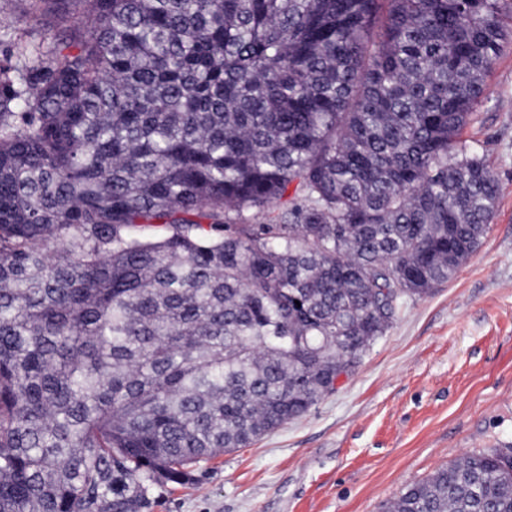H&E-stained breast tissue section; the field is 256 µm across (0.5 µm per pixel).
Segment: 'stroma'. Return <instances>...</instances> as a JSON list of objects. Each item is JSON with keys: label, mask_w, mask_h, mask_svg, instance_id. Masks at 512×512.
<instances>
[{"label": "stroma", "mask_w": 512, "mask_h": 512, "mask_svg": "<svg viewBox=\"0 0 512 512\" xmlns=\"http://www.w3.org/2000/svg\"><path fill=\"white\" fill-rule=\"evenodd\" d=\"M89 0L21 11L0 0V61L13 68ZM465 139L500 185L490 230L456 275L407 301L350 376L304 416L155 485L144 512H384L406 486L462 455L512 447V49L487 80Z\"/></svg>", "instance_id": "stroma-1"}]
</instances>
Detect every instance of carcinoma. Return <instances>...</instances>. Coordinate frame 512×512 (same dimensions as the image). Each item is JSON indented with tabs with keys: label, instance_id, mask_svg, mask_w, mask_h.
<instances>
[{
	"label": "carcinoma",
	"instance_id": "cac0c4a2",
	"mask_svg": "<svg viewBox=\"0 0 512 512\" xmlns=\"http://www.w3.org/2000/svg\"><path fill=\"white\" fill-rule=\"evenodd\" d=\"M92 3L0 66V512H142L305 415L499 199L512 0ZM386 512H512V455Z\"/></svg>",
	"mask_w": 512,
	"mask_h": 512
}]
</instances>
